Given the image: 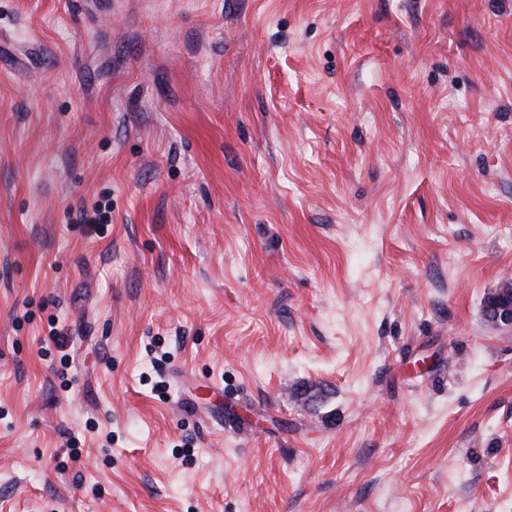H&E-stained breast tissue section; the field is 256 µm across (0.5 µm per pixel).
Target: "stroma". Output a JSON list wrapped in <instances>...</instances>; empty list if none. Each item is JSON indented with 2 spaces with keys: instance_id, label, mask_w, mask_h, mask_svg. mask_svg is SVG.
Masks as SVG:
<instances>
[{
  "instance_id": "obj_1",
  "label": "stroma",
  "mask_w": 512,
  "mask_h": 512,
  "mask_svg": "<svg viewBox=\"0 0 512 512\" xmlns=\"http://www.w3.org/2000/svg\"><path fill=\"white\" fill-rule=\"evenodd\" d=\"M509 276L512 0H0V512H512ZM488 321L497 327L512 328V280H505L487 295L483 304Z\"/></svg>"
}]
</instances>
